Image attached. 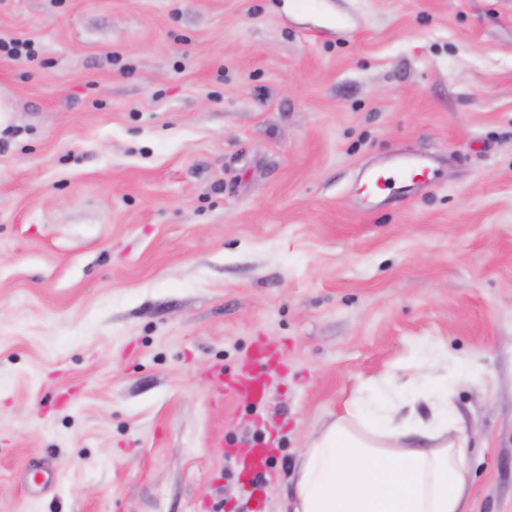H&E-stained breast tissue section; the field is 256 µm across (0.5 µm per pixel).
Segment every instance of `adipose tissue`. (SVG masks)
Returning <instances> with one entry per match:
<instances>
[{"label":"adipose tissue","mask_w":512,"mask_h":512,"mask_svg":"<svg viewBox=\"0 0 512 512\" xmlns=\"http://www.w3.org/2000/svg\"><path fill=\"white\" fill-rule=\"evenodd\" d=\"M447 357L442 347L417 349L424 371L415 388L429 417H399L403 392L387 381L326 422L296 461L292 512H472L467 440L452 391L481 380L484 369L460 360L449 375L430 374Z\"/></svg>","instance_id":"ef3b65f1"}]
</instances>
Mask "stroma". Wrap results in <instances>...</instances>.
<instances>
[{"instance_id": "35a3bbf8", "label": "stroma", "mask_w": 512, "mask_h": 512, "mask_svg": "<svg viewBox=\"0 0 512 512\" xmlns=\"http://www.w3.org/2000/svg\"><path fill=\"white\" fill-rule=\"evenodd\" d=\"M0 38V512H280L422 343L484 366L470 498L512 512V0H0ZM401 151L436 185L363 203ZM259 341L263 401L217 393Z\"/></svg>"}]
</instances>
